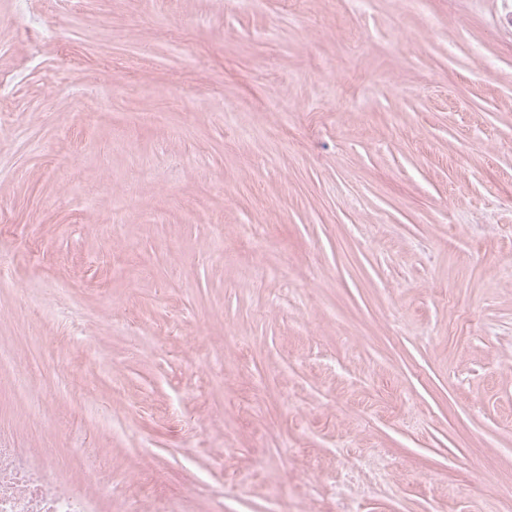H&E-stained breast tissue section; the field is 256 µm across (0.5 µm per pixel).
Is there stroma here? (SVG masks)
Returning a JSON list of instances; mask_svg holds the SVG:
<instances>
[{
  "instance_id": "35a3bbf8",
  "label": "stroma",
  "mask_w": 512,
  "mask_h": 512,
  "mask_svg": "<svg viewBox=\"0 0 512 512\" xmlns=\"http://www.w3.org/2000/svg\"><path fill=\"white\" fill-rule=\"evenodd\" d=\"M30 4L0 446L112 512H512V0Z\"/></svg>"
}]
</instances>
